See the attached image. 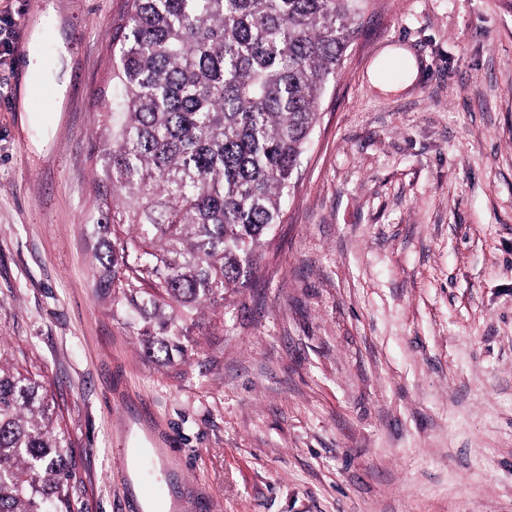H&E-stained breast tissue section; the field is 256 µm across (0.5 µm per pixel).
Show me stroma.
<instances>
[{
  "mask_svg": "<svg viewBox=\"0 0 512 512\" xmlns=\"http://www.w3.org/2000/svg\"><path fill=\"white\" fill-rule=\"evenodd\" d=\"M127 8L0 0V340L62 406L86 512H140L123 446L169 512H512V0H370L257 278L169 369L97 297L84 230ZM392 45L419 75L384 91ZM31 63L67 74L49 111ZM394 57L404 59L406 64L405 74L399 80H392L384 73L385 64ZM417 74L418 66L416 60L409 51L402 48L389 47L375 61L370 72V79L373 83L378 84L385 89L395 90L412 83L417 77Z\"/></svg>",
  "mask_w": 512,
  "mask_h": 512,
  "instance_id": "obj_1",
  "label": "stroma"
}]
</instances>
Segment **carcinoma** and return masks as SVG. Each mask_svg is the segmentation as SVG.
<instances>
[{"instance_id": "carcinoma-1", "label": "carcinoma", "mask_w": 512, "mask_h": 512, "mask_svg": "<svg viewBox=\"0 0 512 512\" xmlns=\"http://www.w3.org/2000/svg\"><path fill=\"white\" fill-rule=\"evenodd\" d=\"M367 0H129L112 41L94 285L160 367L254 276ZM74 445L44 376L0 342V512H74Z\"/></svg>"}]
</instances>
